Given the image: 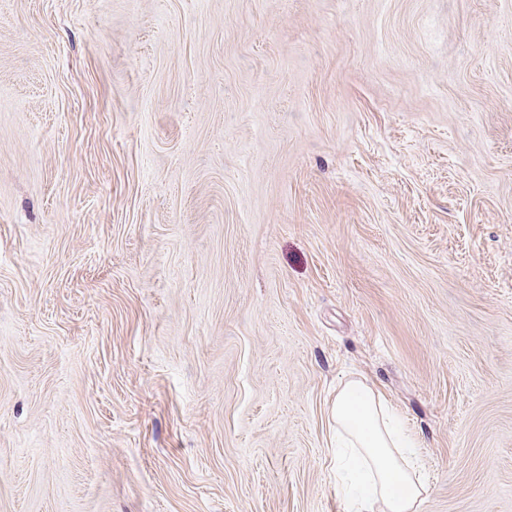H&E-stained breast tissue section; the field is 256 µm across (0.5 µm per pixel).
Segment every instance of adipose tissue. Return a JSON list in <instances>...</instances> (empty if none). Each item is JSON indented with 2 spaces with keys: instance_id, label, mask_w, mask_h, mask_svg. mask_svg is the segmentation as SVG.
Segmentation results:
<instances>
[{
  "instance_id": "obj_1",
  "label": "adipose tissue",
  "mask_w": 512,
  "mask_h": 512,
  "mask_svg": "<svg viewBox=\"0 0 512 512\" xmlns=\"http://www.w3.org/2000/svg\"><path fill=\"white\" fill-rule=\"evenodd\" d=\"M336 426V493L348 512H420L427 492L410 443L402 439L386 401L360 381L349 380L331 409Z\"/></svg>"
}]
</instances>
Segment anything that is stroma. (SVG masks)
I'll list each match as a JSON object with an SVG mask.
<instances>
[{
	"instance_id": "1",
	"label": "stroma",
	"mask_w": 512,
	"mask_h": 512,
	"mask_svg": "<svg viewBox=\"0 0 512 512\" xmlns=\"http://www.w3.org/2000/svg\"><path fill=\"white\" fill-rule=\"evenodd\" d=\"M512 512V0H0V512ZM330 418L336 425V493L348 512H420L427 492L414 447L393 426L386 401L359 380L336 392ZM352 490L358 494L351 497Z\"/></svg>"
}]
</instances>
